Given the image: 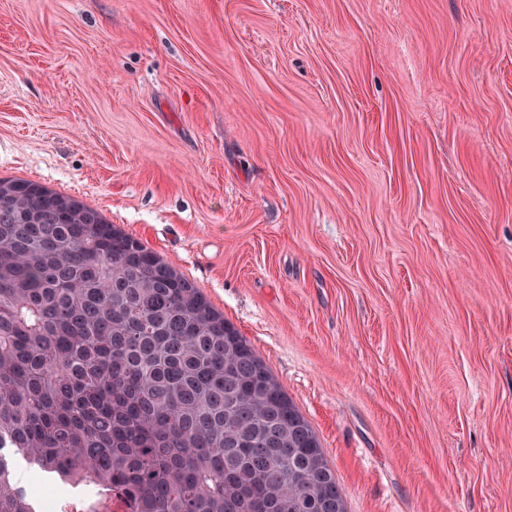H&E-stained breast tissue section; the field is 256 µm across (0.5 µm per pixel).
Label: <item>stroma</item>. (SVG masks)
Listing matches in <instances>:
<instances>
[{
	"mask_svg": "<svg viewBox=\"0 0 512 512\" xmlns=\"http://www.w3.org/2000/svg\"><path fill=\"white\" fill-rule=\"evenodd\" d=\"M206 294L347 512H512V0H0V178Z\"/></svg>",
	"mask_w": 512,
	"mask_h": 512,
	"instance_id": "35a3bbf8",
	"label": "stroma"
}]
</instances>
